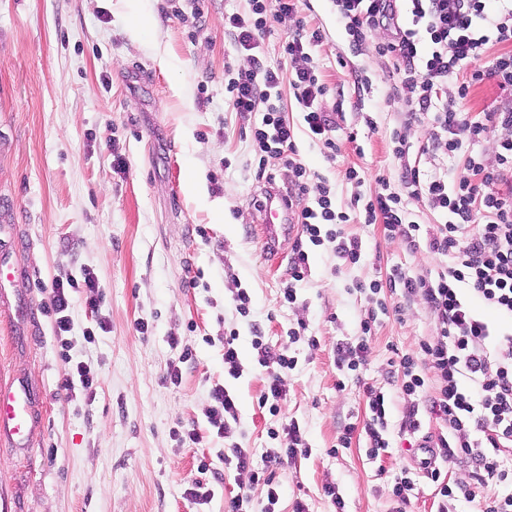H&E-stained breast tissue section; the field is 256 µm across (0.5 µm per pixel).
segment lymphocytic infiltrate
I'll list each match as a JSON object with an SVG mask.
<instances>
[{"mask_svg": "<svg viewBox=\"0 0 512 512\" xmlns=\"http://www.w3.org/2000/svg\"><path fill=\"white\" fill-rule=\"evenodd\" d=\"M348 45L354 53L372 52L391 61L397 81L391 101L404 105L399 125L390 134L391 154L400 169L399 187L380 181L361 196L355 214L337 211L328 186H320L314 201H306L309 175L295 158L296 129L281 106V80L289 78L302 119L312 140L335 149L331 138L332 113L343 110L342 101L325 106L328 93L312 51L324 38L321 29L309 28L301 15L300 0H248L249 9L224 18V28L234 50L246 58L224 84V99L232 111L250 122L258 174H265L268 157L285 158L293 173L288 200L295 203L296 222L305 241L295 244L288 261V287L283 299L294 302L295 283L309 272L307 246L332 244L337 257L358 263L362 242L348 234L351 221L383 224L405 249H424L447 257L446 265L412 276L393 269L388 283H358L356 291L369 295L376 312L360 322V334L336 346V365L354 371L369 353L368 338L377 311L388 308L385 287H395L405 304H421L436 322L435 336L420 341L417 351L402 355L396 368L402 393L411 400L402 426L415 432L418 414L427 410L440 425L432 442L436 459L421 465L434 486L436 512H457L460 501L479 502V512H512V492L478 498L477 488L512 484V467L501 458L512 447V333L492 336L489 324L473 310L479 301L502 316L512 318V0H332ZM289 23L281 45L279 64L259 52L260 42L273 24ZM502 51L486 59L489 44ZM494 80L500 105L483 119H470L464 103L472 84ZM427 124L433 149L464 159L455 179L430 174L412 159L408 130ZM503 138H496V131ZM496 141V161L488 163L475 145ZM420 198L444 217L429 227L411 220L405 199ZM89 290L86 305L97 313V325L108 331L107 318L99 316L100 301L92 274L83 279L55 281L48 312L55 316V333L72 329L69 315L78 287ZM255 360L268 379L258 399L270 415L281 412L284 378L297 359L288 346L272 348L262 336L252 341ZM370 418L364 425L370 457L388 447V400L381 390L367 387ZM207 423L223 438L224 467L244 474L248 482L231 501V512H250L251 487L267 488L263 512H276L279 486L274 466L308 455L297 421L269 429L270 438L286 435L288 445L262 453L242 447L235 439L239 420L235 398L218 385L211 391ZM470 463L473 484H449L444 465Z\"/></svg>", "mask_w": 512, "mask_h": 512, "instance_id": "f902f5d3", "label": "lymphocytic infiltrate"}]
</instances>
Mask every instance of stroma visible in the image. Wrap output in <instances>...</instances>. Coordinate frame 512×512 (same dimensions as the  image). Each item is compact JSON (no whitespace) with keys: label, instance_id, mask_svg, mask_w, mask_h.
<instances>
[{"label":"stroma","instance_id":"stroma-1","mask_svg":"<svg viewBox=\"0 0 512 512\" xmlns=\"http://www.w3.org/2000/svg\"><path fill=\"white\" fill-rule=\"evenodd\" d=\"M308 3L307 22L325 31L314 54L328 98L344 102L334 157L301 130L290 86L282 102L299 127L297 159L313 173L310 188L328 185L348 211L379 179L399 183L389 152L397 115L385 103L392 70L350 51L331 0ZM246 6L139 0L146 23L134 36L126 0H0V265L18 273L0 291V383L29 389L36 420L29 443L0 441V512H195L184 491L197 478L222 481L206 512H228L242 478L224 472L223 439L210 433L188 447L172 435L205 425L211 390L223 382L237 397L242 447H287L286 435L272 439L268 429L283 419L300 425L310 453L276 469L279 512H293L299 500L309 512H390L395 479L417 466L422 436L438 430L424 411L418 432L402 428L409 402L390 371L391 361L434 335L425 307L378 315L357 371L337 368L336 345L358 335L369 309L355 283L386 280L396 266L416 275L446 257L409 253L383 225L355 222L346 230L363 242L360 262L344 264L328 245L308 247L297 299H283L296 238L270 252L257 206L268 184L287 189L291 173L272 158V180L257 177L248 125L224 102V69L243 64L224 17ZM361 69L371 81L360 88ZM117 154L125 172L113 167ZM351 166L364 177L361 187L343 179ZM192 174L206 195L186 192ZM87 271L104 295L109 330L96 332L80 293L71 331L57 337L44 311L52 284ZM235 286L251 296L248 315L235 309ZM256 326L298 360L277 418L258 406L266 374L254 363ZM292 328L300 332L293 343ZM231 330L243 367L236 380L224 377ZM173 336L194 353L176 386L163 381L178 358ZM80 361L97 372L90 397L61 386ZM369 386L390 403L389 448L377 459L364 438L340 445L349 424L369 417ZM203 459L211 469L202 474ZM328 485L343 510L326 496Z\"/></svg>","mask_w":512,"mask_h":512}]
</instances>
